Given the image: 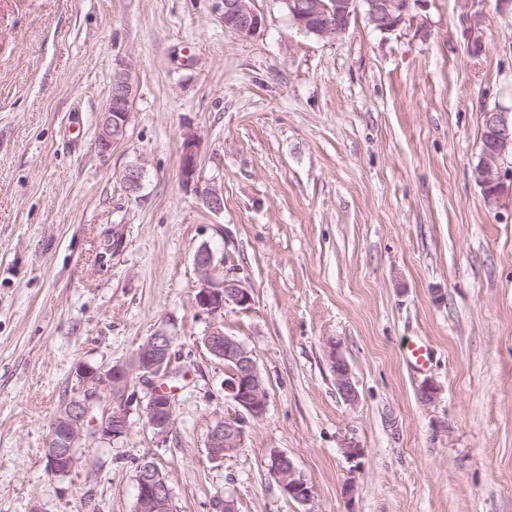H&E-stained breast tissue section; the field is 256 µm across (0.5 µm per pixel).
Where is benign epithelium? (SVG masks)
<instances>
[{
	"label": "benign epithelium",
	"mask_w": 512,
	"mask_h": 512,
	"mask_svg": "<svg viewBox=\"0 0 512 512\" xmlns=\"http://www.w3.org/2000/svg\"><path fill=\"white\" fill-rule=\"evenodd\" d=\"M363 2L370 25L381 33L396 30L412 8V0H278L292 24L299 30L318 38H335L344 33L356 13L357 3ZM253 0H224V28L240 36L254 34L263 24L262 16L252 7ZM134 86L129 73L119 69L112 76L110 94L101 115L98 143L103 151L119 142L125 135L130 120ZM483 149L474 169V178L482 188L486 200L497 203L512 195V171L502 169L501 161L512 153V111L500 109L484 113L481 131ZM197 168L196 146L187 139L182 146L181 178L189 186L194 182ZM143 172L138 166L127 167L122 180L132 192L140 189ZM201 200L209 211H224V193L209 188L201 193ZM199 275L196 305L213 318L203 343L215 358L228 367L224 392L240 409L235 417L214 426L207 435L206 449L211 460L218 462L224 455L244 446L247 426L266 414L269 395L260 375L253 352L241 341L224 333L219 318L224 309L236 306L247 309L253 298L244 283L228 270L218 276L215 256L209 246L203 245L194 255ZM174 337L158 331L141 344L131 367L112 365L107 368L84 366L77 370L79 391L69 399L55 416L47 448L49 468L64 477L73 469L75 448L93 428V433L104 438L122 435L128 427L127 405L132 399L127 390L136 378L146 388V403L142 405L145 426L159 438L167 436L174 423L172 394L160 382L171 377ZM336 386L343 399L353 405L358 393L347 363L332 353ZM111 398L100 416H92L94 408L104 397ZM269 467L283 494L296 502L307 503L313 497L312 486L287 454L274 451ZM137 495L134 512H171V489L157 464L144 458L136 474Z\"/></svg>",
	"instance_id": "obj_1"
}]
</instances>
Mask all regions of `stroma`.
I'll list each match as a JSON object with an SVG mask.
<instances>
[{
	"instance_id": "1",
	"label": "stroma",
	"mask_w": 512,
	"mask_h": 512,
	"mask_svg": "<svg viewBox=\"0 0 512 512\" xmlns=\"http://www.w3.org/2000/svg\"><path fill=\"white\" fill-rule=\"evenodd\" d=\"M254 6L264 23L240 36L223 0H0V512H133L145 457L172 512L227 497L238 512H512V197L488 203L473 176L484 113L512 108V6L415 0L390 33L360 10L333 39L292 26L279 0ZM122 68L132 114L104 153ZM188 136L194 188L180 179ZM207 187L223 213L202 204ZM204 244L252 294L226 307L224 331L269 394L220 462L206 437L238 408L202 343ZM161 330L166 441L135 382L126 433H86L71 473L52 474L50 424L78 366L131 364ZM420 342L423 371L404 357ZM428 379L440 393L426 405ZM274 450L309 503L269 473ZM134 98V86L129 73L119 69L112 76L110 94L101 115L98 143L102 151H108L125 135L130 120ZM336 386L343 399L353 405L358 401V393L351 378L350 369L342 357L332 355ZM269 467L285 496L299 503H307L312 499V486L287 454L273 451L269 457Z\"/></svg>"
}]
</instances>
